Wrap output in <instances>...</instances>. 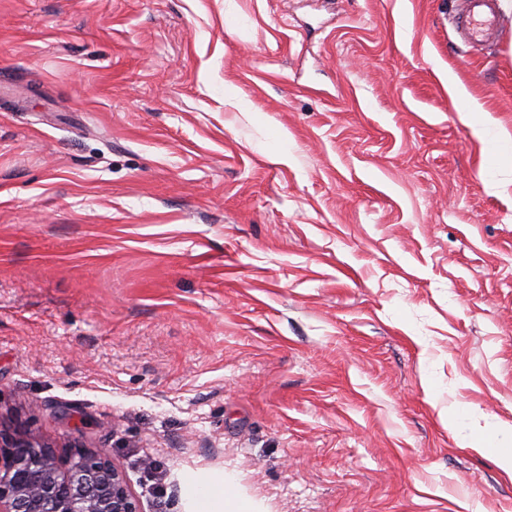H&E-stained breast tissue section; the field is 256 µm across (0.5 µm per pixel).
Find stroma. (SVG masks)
I'll list each match as a JSON object with an SVG mask.
<instances>
[{"mask_svg": "<svg viewBox=\"0 0 512 512\" xmlns=\"http://www.w3.org/2000/svg\"><path fill=\"white\" fill-rule=\"evenodd\" d=\"M498 7L0 0V427L143 512H512ZM494 2L496 0H461L466 36L470 41L483 43L498 35L501 22ZM189 496L199 503L201 512H252L247 502L233 498L224 473L218 474L199 485L188 487Z\"/></svg>", "mask_w": 512, "mask_h": 512, "instance_id": "stroma-1", "label": "stroma"}]
</instances>
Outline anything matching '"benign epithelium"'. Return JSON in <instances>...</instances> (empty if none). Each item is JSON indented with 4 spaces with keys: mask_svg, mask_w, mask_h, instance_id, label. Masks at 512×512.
Here are the masks:
<instances>
[{
    "mask_svg": "<svg viewBox=\"0 0 512 512\" xmlns=\"http://www.w3.org/2000/svg\"><path fill=\"white\" fill-rule=\"evenodd\" d=\"M73 448L61 462L30 431L0 428V512H142L107 457Z\"/></svg>",
    "mask_w": 512,
    "mask_h": 512,
    "instance_id": "obj_1",
    "label": "benign epithelium"
}]
</instances>
